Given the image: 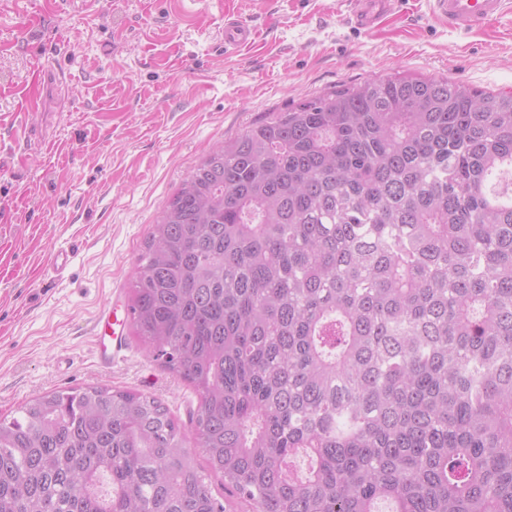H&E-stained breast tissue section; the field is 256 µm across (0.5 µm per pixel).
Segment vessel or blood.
<instances>
[{
	"mask_svg": "<svg viewBox=\"0 0 512 512\" xmlns=\"http://www.w3.org/2000/svg\"><path fill=\"white\" fill-rule=\"evenodd\" d=\"M348 7L350 20L358 28L372 30L397 9L400 0H342ZM432 17L449 29L472 32L484 29L506 13L512 12V0H428ZM257 39L256 30L238 16H224V51L228 54L251 46ZM128 318L116 310L104 312L95 325L102 338L116 337L124 329Z\"/></svg>",
	"mask_w": 512,
	"mask_h": 512,
	"instance_id": "vessel-or-blood-1",
	"label": "vessel or blood"
}]
</instances>
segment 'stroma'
Segmentation results:
<instances>
[{"instance_id": "obj_1", "label": "stroma", "mask_w": 512, "mask_h": 512, "mask_svg": "<svg viewBox=\"0 0 512 512\" xmlns=\"http://www.w3.org/2000/svg\"><path fill=\"white\" fill-rule=\"evenodd\" d=\"M225 10L257 29L254 47L225 54ZM397 72L512 92V12L465 35L419 0L374 31L340 0H0V416L51 390L140 391L203 458L196 394L129 331L103 364L96 314L127 304L151 225L212 148ZM60 246L74 258L52 283Z\"/></svg>"}]
</instances>
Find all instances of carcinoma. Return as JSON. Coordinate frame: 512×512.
<instances>
[{
	"label": "carcinoma",
	"instance_id": "obj_1",
	"mask_svg": "<svg viewBox=\"0 0 512 512\" xmlns=\"http://www.w3.org/2000/svg\"><path fill=\"white\" fill-rule=\"evenodd\" d=\"M135 335L199 396L0 418V512H512V93L393 76L217 145L152 226ZM309 460L307 469L296 465Z\"/></svg>",
	"mask_w": 512,
	"mask_h": 512
}]
</instances>
